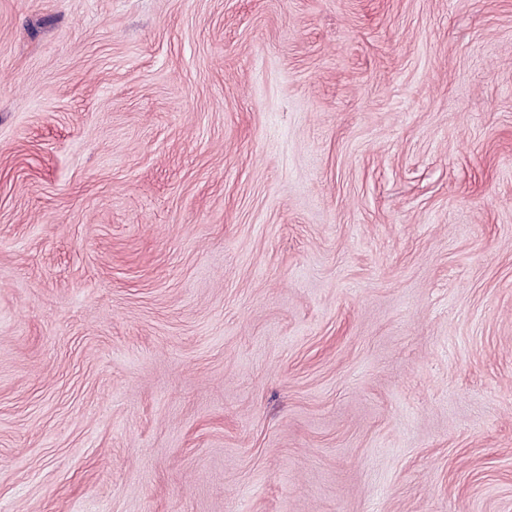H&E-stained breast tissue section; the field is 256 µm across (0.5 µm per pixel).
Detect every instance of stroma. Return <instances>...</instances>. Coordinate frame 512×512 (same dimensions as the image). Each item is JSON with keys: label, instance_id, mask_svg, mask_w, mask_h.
I'll return each instance as SVG.
<instances>
[{"label": "stroma", "instance_id": "1", "mask_svg": "<svg viewBox=\"0 0 512 512\" xmlns=\"http://www.w3.org/2000/svg\"><path fill=\"white\" fill-rule=\"evenodd\" d=\"M0 512H512V0H0Z\"/></svg>", "mask_w": 512, "mask_h": 512}]
</instances>
